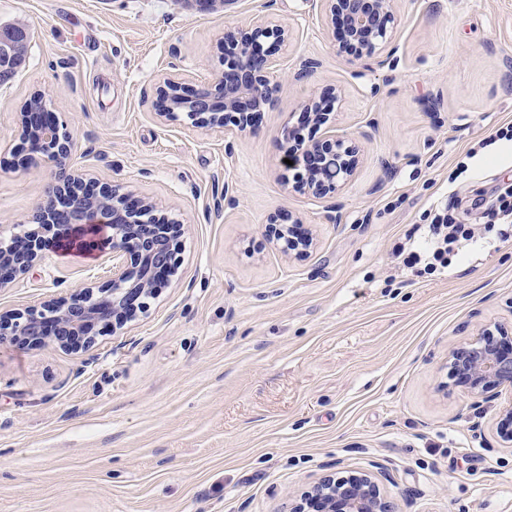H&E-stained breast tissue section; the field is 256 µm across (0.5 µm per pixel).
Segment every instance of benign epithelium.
<instances>
[{
  "label": "benign epithelium",
  "mask_w": 512,
  "mask_h": 512,
  "mask_svg": "<svg viewBox=\"0 0 512 512\" xmlns=\"http://www.w3.org/2000/svg\"><path fill=\"white\" fill-rule=\"evenodd\" d=\"M340 34L337 53L351 61L382 66L393 51L394 0H310ZM290 29L268 21L224 32L222 70L210 81L189 90L178 75L164 78L157 87L159 117L193 127L219 129L235 140L255 124L258 113L274 107L275 96L288 73L277 68L266 44L279 46ZM303 111L319 128L328 121L322 102L311 99ZM22 143L17 163L39 157L56 169V181L46 200L28 220L30 229L0 240V288L26 274L50 248L74 243L88 251L111 255L112 275L99 286H88L56 302L28 307L0 318V344L42 345L89 350L96 338L117 333L137 314L150 308L160 288L177 275L179 260L173 241L184 230L179 221L157 214V206L118 186H106L74 169L73 141L65 124L35 106L19 113ZM285 168L292 172V191L334 197L353 178L360 164V149L343 138L324 141L297 137L284 129ZM273 239L297 260L310 254L311 231L301 219L270 217ZM451 386L475 398H486L501 386L512 385V329L491 324L471 343L448 354ZM500 441L512 446V408L497 422ZM392 512L372 474L322 477L301 493L289 512Z\"/></svg>",
  "instance_id": "7a95c632"
}]
</instances>
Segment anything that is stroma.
<instances>
[{
  "instance_id": "1",
  "label": "stroma",
  "mask_w": 512,
  "mask_h": 512,
  "mask_svg": "<svg viewBox=\"0 0 512 512\" xmlns=\"http://www.w3.org/2000/svg\"><path fill=\"white\" fill-rule=\"evenodd\" d=\"M389 65L336 54L310 0H0L31 35L0 86V225L22 223L55 170L14 162L33 95L68 125L72 164L150 198L185 226L178 275L123 333L87 353L0 344V512H286L327 474H373L394 512H512V447L496 433L512 386L444 390L448 352L512 324V240L431 275L393 246L436 209L512 183V0H397ZM291 25L289 73L251 134L158 118L159 81L220 71L226 20ZM318 60L314 71L300 69ZM363 163L335 198L288 193L285 123L309 98ZM293 212L316 246L270 241ZM109 257L46 252L0 315L107 276Z\"/></svg>"
}]
</instances>
